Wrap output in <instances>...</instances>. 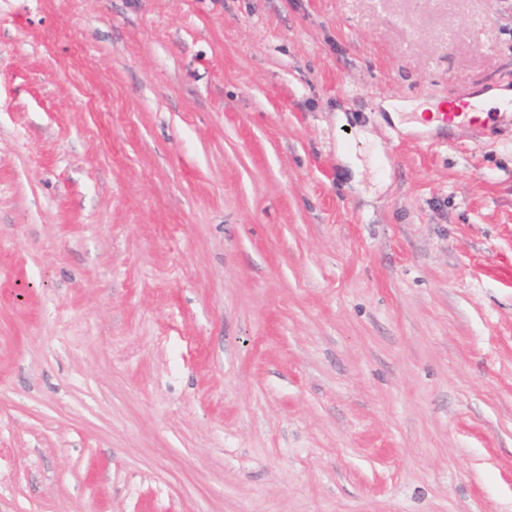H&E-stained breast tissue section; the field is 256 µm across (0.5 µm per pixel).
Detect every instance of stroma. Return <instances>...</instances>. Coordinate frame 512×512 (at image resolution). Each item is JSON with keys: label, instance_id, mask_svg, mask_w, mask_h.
<instances>
[{"label": "stroma", "instance_id": "35a3bbf8", "mask_svg": "<svg viewBox=\"0 0 512 512\" xmlns=\"http://www.w3.org/2000/svg\"><path fill=\"white\" fill-rule=\"evenodd\" d=\"M471 87L512 0H0V512H512Z\"/></svg>", "mask_w": 512, "mask_h": 512}]
</instances>
